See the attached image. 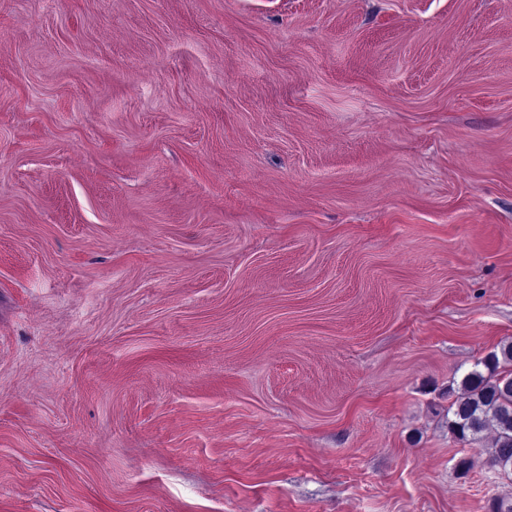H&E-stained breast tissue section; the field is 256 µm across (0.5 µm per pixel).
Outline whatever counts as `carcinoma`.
<instances>
[{"label":"carcinoma","mask_w":512,"mask_h":512,"mask_svg":"<svg viewBox=\"0 0 512 512\" xmlns=\"http://www.w3.org/2000/svg\"><path fill=\"white\" fill-rule=\"evenodd\" d=\"M447 415L448 432L461 441L493 429L489 462L512 470V344L474 364Z\"/></svg>","instance_id":"1"}]
</instances>
